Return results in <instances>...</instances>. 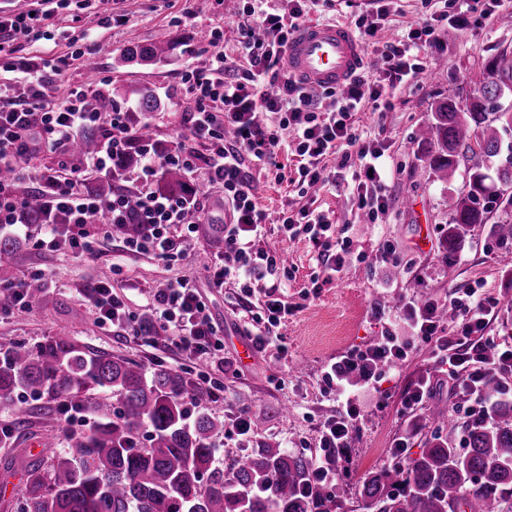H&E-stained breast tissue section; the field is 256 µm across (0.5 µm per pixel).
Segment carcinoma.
Segmentation results:
<instances>
[{"label":"carcinoma","mask_w":512,"mask_h":512,"mask_svg":"<svg viewBox=\"0 0 512 512\" xmlns=\"http://www.w3.org/2000/svg\"><path fill=\"white\" fill-rule=\"evenodd\" d=\"M161 45L125 49L128 63L167 57ZM487 76L463 106L438 103L420 133L430 144L427 165L450 179L464 167L466 183L448 224L447 259L461 248L465 232L487 223L481 202L508 194L512 206V55L502 52L486 65ZM88 128L72 150L79 166L99 146ZM137 154L129 149L107 186L88 189L108 202L111 186ZM177 168L164 171L161 191H183ZM502 247L512 246V219L493 225ZM20 241L0 240V272L13 264ZM78 406L97 417L87 430L72 432L63 452L29 462L15 512H343L350 485L333 495L308 489L312 462L268 445L253 448L224 468L216 464L215 439L224 419L208 413L207 389L179 371L152 370L110 356L65 333L35 344L0 343V407L11 411L14 427L31 409L21 396ZM356 488L369 512H512V405L500 403L494 421L466 424L463 448L453 438L432 436L407 463L364 474Z\"/></svg>","instance_id":"obj_1"}]
</instances>
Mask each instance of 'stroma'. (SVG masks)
<instances>
[{
    "mask_svg": "<svg viewBox=\"0 0 512 512\" xmlns=\"http://www.w3.org/2000/svg\"><path fill=\"white\" fill-rule=\"evenodd\" d=\"M190 5L191 0H113V19L107 27L98 26L90 17L73 22L78 8L72 5L53 18L54 40L34 44L18 40L16 57L34 65L44 52L69 53L72 40H79L86 56L95 60L97 71L88 74L80 61H71L64 85L82 86L94 78L103 80L106 93L121 106L138 105L141 91H150L158 104L153 113L156 138L166 148L187 132L181 85L184 67L205 66L217 49L231 57L237 54L238 0L208 6L191 19L185 16ZM433 13L424 0H393L376 37L377 44L396 39L410 24L431 20ZM216 27L223 28L224 41L215 47L211 31ZM158 42L170 47L165 60L146 66L122 63L121 54L127 46ZM506 49L512 50L511 10L501 11L468 34L441 29L437 62L423 79L397 87L383 117L369 112L358 114L356 125L362 137H369L376 121H383L385 126L386 154L393 178L388 212L380 223H368L358 215L352 191L344 180H337L333 188L302 196L290 181L278 180L271 172L254 171L260 202L269 213L285 206L333 213L338 235L352 240L356 257L339 281L310 295L306 289L317 270V261L307 238L301 235L291 240L275 232L268 236L267 248L285 257L294 271L293 279L282 290L285 301L297 308L280 329L288 345V360L274 363L257 355L242 362L240 374L227 382L225 399L208 406L209 412L222 417L244 407L262 415L264 425L252 433L249 447L278 444L311 456L318 425L337 410L335 401L323 392V366L332 358L366 348L372 337L383 335L401 296L412 294L444 301L453 293L484 285L500 300L497 311L487 318L489 333L512 336V250L499 249L491 239L489 224H483L471 230L453 263L444 261L451 206L464 188L466 174L457 172L449 182L437 179L424 162L425 147L419 139L435 104L448 97L466 102L470 88L483 80L488 61ZM387 242L397 249L398 265L381 260L382 246ZM95 248L96 258L84 262L43 254L24 245L19 260L7 270L6 280H23L35 268H49L51 274L44 287L54 302L0 319V341L36 343L64 330L96 351L122 356L148 368L162 365L180 369L181 356L116 336L97 323L83 290L102 269L111 267L120 245L100 240ZM221 249L220 241L205 229L199 230L189 259L168 265L148 255L126 256L113 286L126 295L131 307H139L153 288L196 274L200 264L210 262ZM201 290L213 317L224 327L226 357H238L244 313L236 304L233 288L205 284ZM433 369L430 350L421 346L382 375L374 389L362 392L364 420L354 431L357 443L347 482L394 463L392 442L402 430L413 432L406 455H419L433 430L416 423L414 416L402 414L401 400L414 380ZM426 405L444 411L448 416L446 432L459 434L467 404L455 379L438 375ZM67 432L60 412L49 403L40 413L29 415L24 431L14 433L6 446L0 447V512H13L12 503L26 463L65 448Z\"/></svg>",
    "mask_w": 512,
    "mask_h": 512,
    "instance_id": "35a3bbf8",
    "label": "stroma"
}]
</instances>
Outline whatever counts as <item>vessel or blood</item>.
<instances>
[{
    "instance_id": "vessel-or-blood-1",
    "label": "vessel or blood",
    "mask_w": 512,
    "mask_h": 512,
    "mask_svg": "<svg viewBox=\"0 0 512 512\" xmlns=\"http://www.w3.org/2000/svg\"><path fill=\"white\" fill-rule=\"evenodd\" d=\"M367 44L351 26L336 23L301 26L285 52V65L306 86L341 90L365 61Z\"/></svg>"
}]
</instances>
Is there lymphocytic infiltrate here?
I'll list each match as a JSON object with an SVG mask.
<instances>
[{
    "label": "lymphocytic infiltrate",
    "instance_id": "f902f5d3",
    "mask_svg": "<svg viewBox=\"0 0 512 512\" xmlns=\"http://www.w3.org/2000/svg\"><path fill=\"white\" fill-rule=\"evenodd\" d=\"M457 2L447 0V9L439 18L460 33L512 7V0H468L462 9ZM309 3L293 0L289 13L282 15L270 0H248L238 25L244 65L231 63L218 52L206 67L183 70L181 84L191 104L188 133L166 151L153 140L137 139L142 123L131 110L117 105L108 112L89 110L86 100L94 94L93 86L72 87L64 95H55L53 87L64 76V60L46 59L38 66L15 60L16 41L49 39L48 22L57 10L67 8L68 0H27L24 10L0 13V170L11 173L10 178L0 179V234H23L40 252L76 260L93 259V243L98 238L120 239L124 251L148 253L162 262L187 259L197 230L191 216L206 211L208 200L190 189L177 195L157 191L161 172L176 167L224 193V251L211 266L210 278L217 288L233 285L239 306H246L266 278L292 279L284 260L265 246L273 229L290 239L300 233L307 236L320 266L316 280L329 284L340 279L353 249L349 238H335L332 215L284 208L269 217L259 202L252 172L283 174L282 155L293 153L296 183L305 194L329 185L324 160L335 157L339 170L351 175L359 211L370 223H377L387 211L386 143L381 136L361 139L355 116L368 107L379 109L396 84L419 78L428 66L425 53L433 48L437 35L429 22L410 26L383 51L375 64L377 76L355 74L343 92L329 90L320 98L284 65L288 41ZM261 112L279 113V129L261 125L257 120ZM91 126L101 130L102 140L82 170L39 174L43 218L30 225L23 215L31 200L19 191L20 183L30 176L28 158L48 153L66 159L77 132ZM286 135L291 136V143H283ZM133 145L142 164L130 177L132 189L113 190L109 201H101L87 189L88 175L109 174ZM102 212L107 219L101 223L97 217ZM132 215L139 219L140 232L129 237L122 230ZM84 295L101 326L145 341L137 312L109 280L91 283ZM442 304L434 298L404 301L401 313L410 336L386 332L375 349L352 353L324 367L323 390L336 399L338 408L317 428L312 458L315 487L335 491L341 470L347 469L352 458L348 441L360 411L355 395L343 383L351 369L367 367L374 360L380 369L392 368L422 343L437 366L461 378L469 420L491 422L497 397L512 398V343L486 333V318L497 309L498 298L480 285L451 297L447 304L455 309L457 320L451 333L438 316ZM145 307L153 316L154 335L184 358V371L193 384L206 388L212 398H223L224 380L237 374L238 367L224 355V331L215 322L195 277L153 289ZM291 313V307L270 292L262 305L250 311L245 327L256 354L277 362L287 359V345L270 330L285 325ZM491 347L498 352L492 360L485 356ZM491 375L500 383L496 397L485 390Z\"/></svg>",
    "mask_w": 512,
    "mask_h": 512
}]
</instances>
